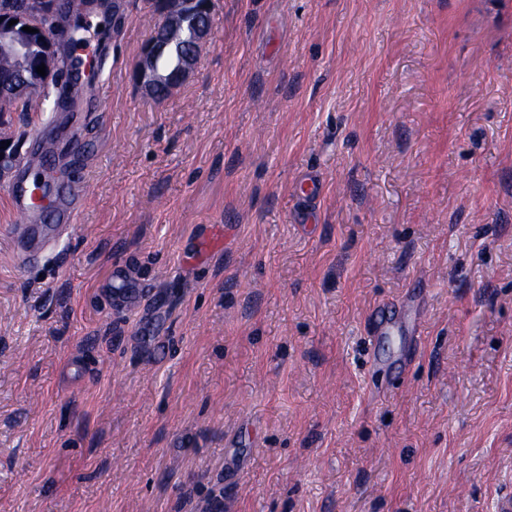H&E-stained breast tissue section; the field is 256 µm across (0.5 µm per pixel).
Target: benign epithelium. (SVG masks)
<instances>
[{
  "instance_id": "benign-epithelium-1",
  "label": "benign epithelium",
  "mask_w": 512,
  "mask_h": 512,
  "mask_svg": "<svg viewBox=\"0 0 512 512\" xmlns=\"http://www.w3.org/2000/svg\"><path fill=\"white\" fill-rule=\"evenodd\" d=\"M158 23L152 35L143 44L135 70V80L146 95L158 97V87L165 83L169 91L180 88L191 76L202 47L210 36V14L212 0H153ZM28 26L33 33L23 31ZM43 45L37 57L30 56L33 41ZM179 48L172 70L162 76L157 71V62L171 48ZM61 52L50 28L42 22L39 12L27 14L14 25L0 22V76L7 77L0 89L22 80L21 88L35 89L38 84L60 69ZM45 65L46 75L36 72V67Z\"/></svg>"
}]
</instances>
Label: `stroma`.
<instances>
[{
  "instance_id": "1",
  "label": "stroma",
  "mask_w": 512,
  "mask_h": 512,
  "mask_svg": "<svg viewBox=\"0 0 512 512\" xmlns=\"http://www.w3.org/2000/svg\"><path fill=\"white\" fill-rule=\"evenodd\" d=\"M74 20L82 153L56 87L0 125L91 183L31 260L0 173V512H502L512 0H214L156 100L150 0Z\"/></svg>"
}]
</instances>
